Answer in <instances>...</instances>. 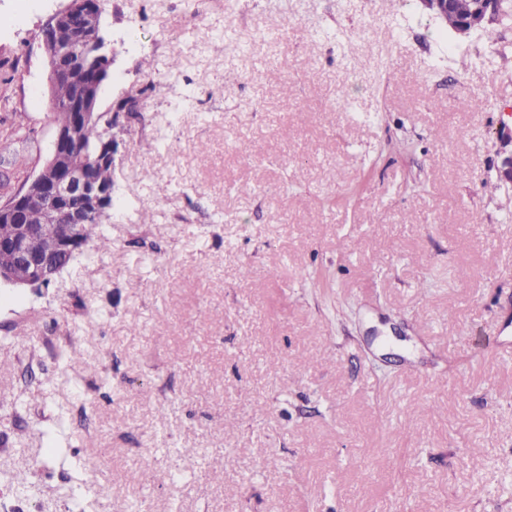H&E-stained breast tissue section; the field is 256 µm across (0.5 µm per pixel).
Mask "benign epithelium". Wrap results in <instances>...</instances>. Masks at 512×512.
<instances>
[{
  "label": "benign epithelium",
  "mask_w": 512,
  "mask_h": 512,
  "mask_svg": "<svg viewBox=\"0 0 512 512\" xmlns=\"http://www.w3.org/2000/svg\"><path fill=\"white\" fill-rule=\"evenodd\" d=\"M442 24L453 15L452 0H421ZM509 0H475L472 12L456 20L455 32L467 36L489 21L500 20ZM77 37L84 48L101 61L95 73L77 84L73 97L66 101L70 113L65 125H54L51 149L38 172L15 193L0 203V222L9 225L12 234L0 237V250L13 255L11 267L0 270V283L20 288H41L50 284L58 270L51 255L28 250L26 240L33 234L52 238L56 251L66 257L78 249L77 230L82 224L99 221L112 205L113 188L103 187L90 175L86 161L79 157L85 127L99 103L100 90L108 77L116 55L109 47L101 25L99 0H68L43 27L42 49L48 68V84L69 79L72 63L62 46ZM117 141L110 127L100 140L99 160L114 162ZM35 207H47L59 216L58 224L26 223Z\"/></svg>",
  "instance_id": "1"
}]
</instances>
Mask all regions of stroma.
Masks as SVG:
<instances>
[{"mask_svg": "<svg viewBox=\"0 0 512 512\" xmlns=\"http://www.w3.org/2000/svg\"><path fill=\"white\" fill-rule=\"evenodd\" d=\"M66 3L0 0V194L50 149ZM395 3L100 0L98 109L139 115L111 251L0 284V512H68L91 458L86 512H512V24Z\"/></svg>", "mask_w": 512, "mask_h": 512, "instance_id": "1", "label": "stroma"}]
</instances>
